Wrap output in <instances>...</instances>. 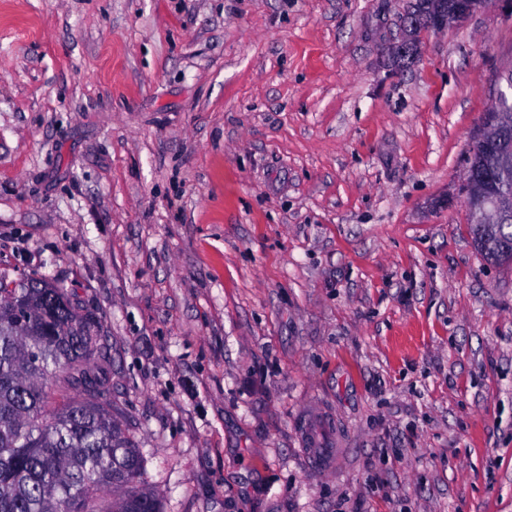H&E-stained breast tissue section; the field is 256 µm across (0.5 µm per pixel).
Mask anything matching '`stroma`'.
<instances>
[{
  "mask_svg": "<svg viewBox=\"0 0 512 512\" xmlns=\"http://www.w3.org/2000/svg\"><path fill=\"white\" fill-rule=\"evenodd\" d=\"M413 3L0 0V274L101 319L164 512H512V262L464 192L512 5L401 65Z\"/></svg>",
  "mask_w": 512,
  "mask_h": 512,
  "instance_id": "stroma-1",
  "label": "stroma"
}]
</instances>
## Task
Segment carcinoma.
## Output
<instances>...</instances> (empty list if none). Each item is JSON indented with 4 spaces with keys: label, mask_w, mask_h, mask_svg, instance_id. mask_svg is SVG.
<instances>
[{
    "label": "carcinoma",
    "mask_w": 512,
    "mask_h": 512,
    "mask_svg": "<svg viewBox=\"0 0 512 512\" xmlns=\"http://www.w3.org/2000/svg\"><path fill=\"white\" fill-rule=\"evenodd\" d=\"M466 0H416L420 25ZM468 172L512 193V127L496 151L473 148ZM505 231L473 228L478 251L512 261ZM102 323L59 283L0 275V512H161L144 459L112 417ZM112 494V508L101 500Z\"/></svg>",
    "instance_id": "cac0c4a2"
}]
</instances>
